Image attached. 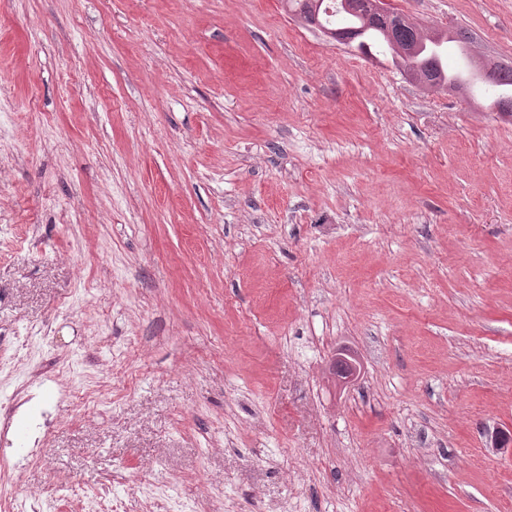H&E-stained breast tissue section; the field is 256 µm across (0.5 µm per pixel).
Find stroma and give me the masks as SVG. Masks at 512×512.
<instances>
[{
	"instance_id": "1",
	"label": "stroma",
	"mask_w": 512,
	"mask_h": 512,
	"mask_svg": "<svg viewBox=\"0 0 512 512\" xmlns=\"http://www.w3.org/2000/svg\"><path fill=\"white\" fill-rule=\"evenodd\" d=\"M387 6L512 64V0ZM492 99L281 0H0V400L58 419L0 502L512 512Z\"/></svg>"
}]
</instances>
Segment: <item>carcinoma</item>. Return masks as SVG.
Instances as JSON below:
<instances>
[{
  "mask_svg": "<svg viewBox=\"0 0 512 512\" xmlns=\"http://www.w3.org/2000/svg\"><path fill=\"white\" fill-rule=\"evenodd\" d=\"M288 10L303 24L323 29L334 40L351 43L368 53L366 38L371 36L377 48L388 50L395 61L423 86L433 90L461 91L468 83L451 74L445 61L443 44L452 38L462 45L472 44L462 29L452 35L420 28L414 24L395 25L390 29L354 7V0H283ZM470 68L495 88L496 98L490 108L512 112V65L488 57L468 55Z\"/></svg>",
  "mask_w": 512,
  "mask_h": 512,
  "instance_id": "carcinoma-1",
  "label": "carcinoma"
}]
</instances>
